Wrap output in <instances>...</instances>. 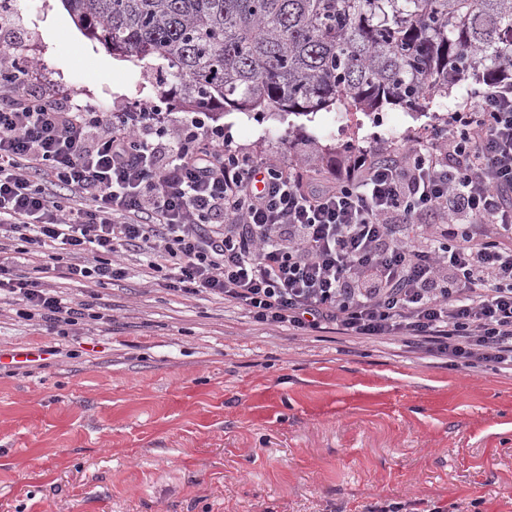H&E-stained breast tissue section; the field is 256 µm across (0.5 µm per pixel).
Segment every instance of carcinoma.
<instances>
[{"label": "carcinoma", "mask_w": 512, "mask_h": 512, "mask_svg": "<svg viewBox=\"0 0 512 512\" xmlns=\"http://www.w3.org/2000/svg\"><path fill=\"white\" fill-rule=\"evenodd\" d=\"M112 53L167 62L198 109L415 107L512 79V0H64Z\"/></svg>", "instance_id": "1"}]
</instances>
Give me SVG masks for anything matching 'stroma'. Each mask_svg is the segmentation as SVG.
<instances>
[{
    "mask_svg": "<svg viewBox=\"0 0 512 512\" xmlns=\"http://www.w3.org/2000/svg\"><path fill=\"white\" fill-rule=\"evenodd\" d=\"M35 62L32 91L108 112L152 101L160 59H119L62 0H13L0 53ZM469 79L421 108L331 122L217 112L232 149L335 176L350 149L393 150L474 105ZM99 289L112 322L50 335L0 302V512H512V374L451 369L396 338L298 336L206 295L149 286L139 256Z\"/></svg>",
    "mask_w": 512,
    "mask_h": 512,
    "instance_id": "stroma-1",
    "label": "stroma"
}]
</instances>
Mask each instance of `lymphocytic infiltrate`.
<instances>
[{
    "label": "lymphocytic infiltrate",
    "instance_id": "f902f5d3",
    "mask_svg": "<svg viewBox=\"0 0 512 512\" xmlns=\"http://www.w3.org/2000/svg\"><path fill=\"white\" fill-rule=\"evenodd\" d=\"M32 75L0 56V297L19 318L49 334L99 320L46 275L108 285L135 251L158 287L262 325L395 337L452 369L512 371V84L429 141L359 148L321 184L229 149L209 113L171 128L152 103L106 112L31 93ZM22 255L42 262L26 272Z\"/></svg>",
    "mask_w": 512,
    "mask_h": 512
}]
</instances>
